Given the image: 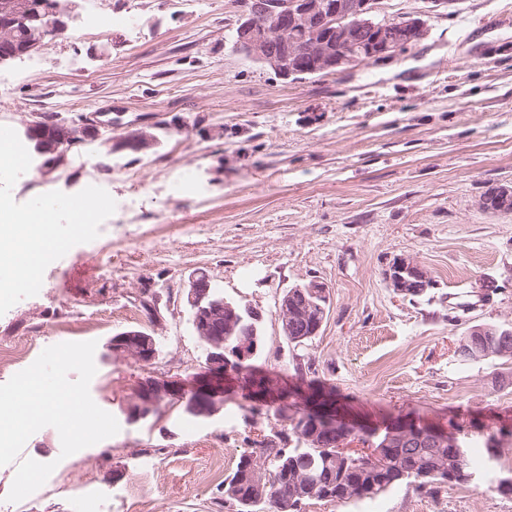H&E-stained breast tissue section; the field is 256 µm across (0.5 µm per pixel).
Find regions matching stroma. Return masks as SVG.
<instances>
[{"label":"stroma","instance_id":"35a3bbf8","mask_svg":"<svg viewBox=\"0 0 512 512\" xmlns=\"http://www.w3.org/2000/svg\"><path fill=\"white\" fill-rule=\"evenodd\" d=\"M132 14L127 27L116 14ZM238 0H79L68 31L36 55L0 65V126L23 135L43 115H95L99 138L36 174L10 171L0 197L30 212L55 200L54 235L39 277L7 288L0 262V343L30 338L29 360L63 342L105 346L139 328L158 340L145 365L95 357L94 402L119 432L69 457L55 428L34 433L20 459L55 463L36 492L7 496L16 464L0 466V512H227L224 478L253 440L287 437L273 411L245 414L242 397L212 417L162 407L130 423L149 375L199 370L204 345L186 301L206 271L226 301L262 314L256 365L333 383L348 415L381 424L449 419L497 458L474 483L377 499L311 502L302 512H512L493 488L512 473V358L459 362L475 325L512 327V213L482 205L512 186V0H380V13L425 22L405 52L340 73L287 80L233 48ZM145 125L168 131L148 153L109 141ZM193 186L170 190L182 173ZM98 221L75 227L72 201ZM111 225L103 233L102 225ZM408 257L426 294L403 296L384 273ZM324 283L321 331L295 347L279 303ZM158 300L155 318L140 302Z\"/></svg>","mask_w":512,"mask_h":512}]
</instances>
